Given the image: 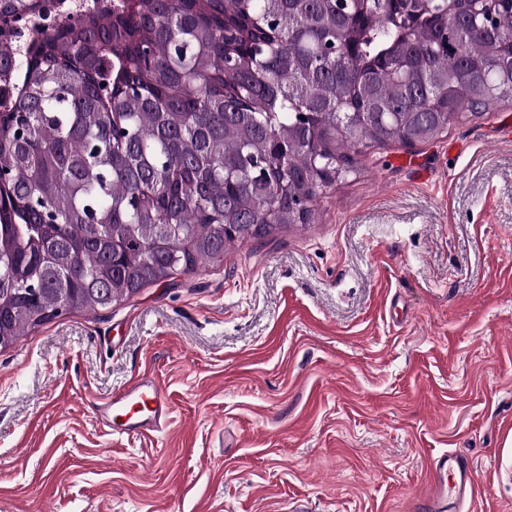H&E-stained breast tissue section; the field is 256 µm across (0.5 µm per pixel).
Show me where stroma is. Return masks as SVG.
Returning a JSON list of instances; mask_svg holds the SVG:
<instances>
[{
    "label": "stroma",
    "instance_id": "obj_1",
    "mask_svg": "<svg viewBox=\"0 0 512 512\" xmlns=\"http://www.w3.org/2000/svg\"><path fill=\"white\" fill-rule=\"evenodd\" d=\"M512 101L373 149L317 220L0 349V512H419L467 458L512 512ZM163 431L94 402L139 375ZM170 412L165 389L150 376L136 378L103 404H95L96 418L113 438L159 432Z\"/></svg>",
    "mask_w": 512,
    "mask_h": 512
}]
</instances>
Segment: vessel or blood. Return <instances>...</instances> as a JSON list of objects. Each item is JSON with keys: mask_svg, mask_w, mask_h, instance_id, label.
I'll use <instances>...</instances> for the list:
<instances>
[{"mask_svg": "<svg viewBox=\"0 0 512 512\" xmlns=\"http://www.w3.org/2000/svg\"><path fill=\"white\" fill-rule=\"evenodd\" d=\"M170 412L165 389L150 376L136 378L95 408L97 419L115 437L158 432L165 426ZM472 491L468 462L455 453H445L433 462L425 506L428 512H443L449 503L460 507Z\"/></svg>", "mask_w": 512, "mask_h": 512, "instance_id": "obj_1", "label": "vessel or blood"}]
</instances>
